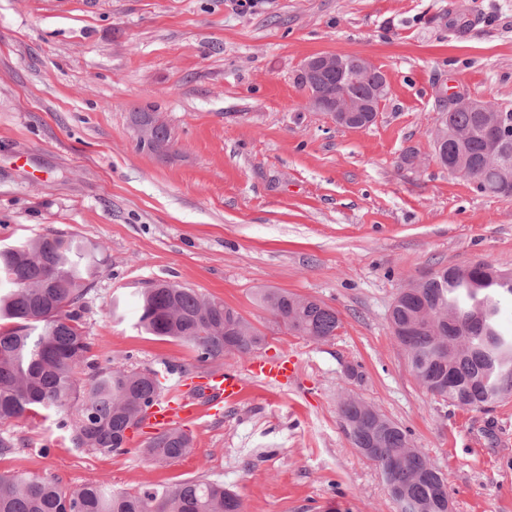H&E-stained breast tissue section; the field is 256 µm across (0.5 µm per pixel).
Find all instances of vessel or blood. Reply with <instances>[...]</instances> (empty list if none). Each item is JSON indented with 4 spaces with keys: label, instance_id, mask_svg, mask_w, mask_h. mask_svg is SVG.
Instances as JSON below:
<instances>
[{
    "label": "vessel or blood",
    "instance_id": "1",
    "mask_svg": "<svg viewBox=\"0 0 512 512\" xmlns=\"http://www.w3.org/2000/svg\"><path fill=\"white\" fill-rule=\"evenodd\" d=\"M294 372L295 367L288 360L257 358L245 373L231 370L211 373L202 389L180 390L160 399L149 409L145 425L157 433L200 417L203 411H220L250 396L259 385L281 381Z\"/></svg>",
    "mask_w": 512,
    "mask_h": 512
}]
</instances>
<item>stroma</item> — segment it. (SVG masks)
<instances>
[{"label":"stroma","instance_id":"1","mask_svg":"<svg viewBox=\"0 0 512 512\" xmlns=\"http://www.w3.org/2000/svg\"><path fill=\"white\" fill-rule=\"evenodd\" d=\"M318 53L386 74L375 123L347 129L307 106L296 73ZM445 86L512 109V0H0V247L50 230L105 247L83 312L101 366L188 367L169 387L257 356L297 366L185 423L193 451L168 465L139 454L142 431L124 455L76 448L52 414L8 425L21 446L0 474L117 491L206 478L245 512H398L339 418L351 393L409 431L453 512H512V397L482 410L432 397L388 325L408 280L512 270V195L434 155ZM138 112L167 125V155L139 145ZM159 280L223 300L265 345L201 365L141 332L135 297ZM264 288L335 309L336 337L272 326Z\"/></svg>","mask_w":512,"mask_h":512}]
</instances>
